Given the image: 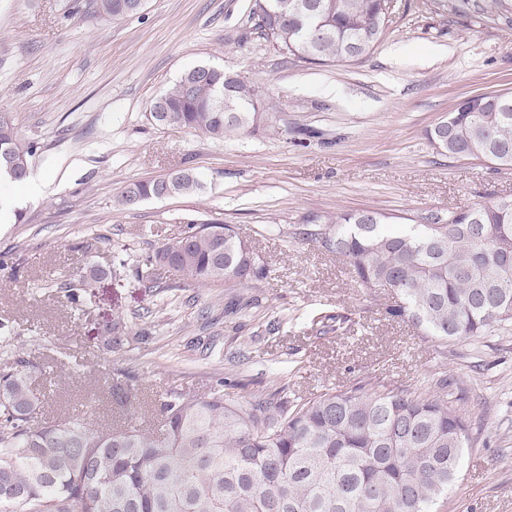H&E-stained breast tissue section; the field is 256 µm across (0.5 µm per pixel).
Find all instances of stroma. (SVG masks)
<instances>
[{
    "instance_id": "stroma-1",
    "label": "stroma",
    "mask_w": 512,
    "mask_h": 512,
    "mask_svg": "<svg viewBox=\"0 0 512 512\" xmlns=\"http://www.w3.org/2000/svg\"><path fill=\"white\" fill-rule=\"evenodd\" d=\"M250 0H147L123 20L87 0H0V112L37 147L44 195L0 222V368L33 362L36 420L117 412L107 387L131 384L145 408L171 392L205 395L220 379L248 391L313 397L377 376L423 394L459 384L471 422L458 482L439 512H512V325L444 342L386 313L343 259L300 236L312 214L403 216L512 199V166L437 154L425 132L460 100L512 89V13L467 0H393L371 54L313 67L249 38ZM266 87L269 126L214 140L155 126L150 102L197 64ZM312 130L306 146L287 132ZM189 169L187 196L117 202L131 182ZM234 227L267 265L245 288L200 287L178 272L138 275L142 257L190 220ZM91 280L81 307L59 283ZM124 319L148 332L110 353L102 331ZM246 345L247 358L234 354Z\"/></svg>"
}]
</instances>
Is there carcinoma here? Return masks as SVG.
Here are the masks:
<instances>
[{
  "mask_svg": "<svg viewBox=\"0 0 512 512\" xmlns=\"http://www.w3.org/2000/svg\"><path fill=\"white\" fill-rule=\"evenodd\" d=\"M280 0H251L258 37L314 65L355 62L379 42L387 0H316L311 19L285 21ZM145 0H90L92 12L114 20L139 14ZM314 24L322 36L301 29ZM234 106L224 121L217 98ZM151 102L175 127L215 140L263 129L269 98L255 103L250 86L224 92V69L196 65ZM453 136L443 156L510 152L512 92L476 95L448 112ZM35 146L23 143L14 120L0 113V175L20 182ZM202 187L188 170L135 181L120 192L129 208ZM345 260L368 288H388L401 303L387 309L440 341L482 336L512 323V201L429 211L398 224L380 211L315 215L300 232ZM171 268L199 286H245L266 273L263 259L217 221L189 225L159 246L145 266ZM130 331L120 318L103 330L116 351ZM31 362L17 357L0 373V512H434L458 480L470 422L453 403L455 381L422 396L382 382L288 399L216 390L208 396L169 395L157 420L139 417L137 391L109 386L121 419L94 428L77 415L33 423L38 397Z\"/></svg>",
  "mask_w": 512,
  "mask_h": 512,
  "instance_id": "1",
  "label": "carcinoma"
}]
</instances>
